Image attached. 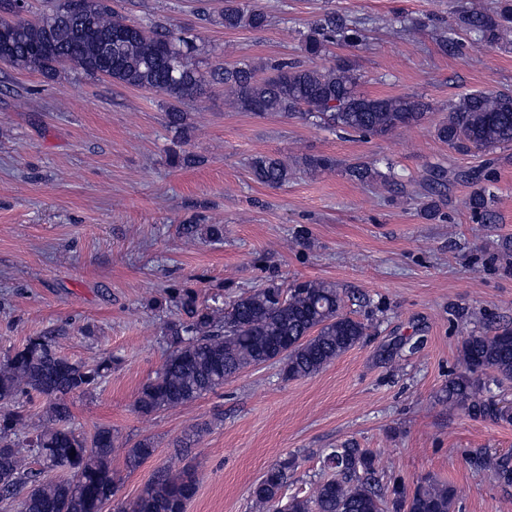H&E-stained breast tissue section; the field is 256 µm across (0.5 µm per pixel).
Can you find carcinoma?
<instances>
[{"instance_id":"obj_1","label":"carcinoma","mask_w":512,"mask_h":512,"mask_svg":"<svg viewBox=\"0 0 512 512\" xmlns=\"http://www.w3.org/2000/svg\"><path fill=\"white\" fill-rule=\"evenodd\" d=\"M14 0H0V13L13 16L8 31L12 48L3 64L54 77L61 69L80 70L126 86L159 92L172 100L168 127L180 133L186 125L185 101L204 94L210 84L224 86V102L234 110L256 115L297 116L334 131L386 136L424 122L429 103L412 94L369 97L357 91L351 63L338 61L326 69L299 61L242 62L219 66L208 74L193 67L195 39L127 19L109 0H87L86 13L64 10L51 0L31 20L13 10ZM461 26L492 46L512 29V4L490 11L470 4L459 13ZM217 23L226 30L258 31L268 15L246 8L240 0H224ZM112 34V62L103 55V40ZM301 49L313 61L329 47L362 46L360 23L327 15L300 33ZM439 141L456 151L512 144V94L474 92L448 109L435 126ZM253 179L268 186L288 182V163L267 155L251 158ZM359 182L388 183L385 174L367 165L349 167ZM489 188L478 186L469 207L479 223L491 224ZM181 318L166 329L169 352L156 376L142 385L135 407L142 415L191 402L224 385L249 366L279 363L290 379L311 377L367 336L360 321L342 312V297L331 283L306 280L287 289L270 285L240 296L227 309L198 302L189 291L177 295ZM461 372L448 380V406L464 407L512 424V408L477 397L479 375L491 370L512 381V327L492 335L465 338L458 354ZM111 369V360L93 366L60 356L44 339L26 342L0 361V404L20 397H44L48 405L37 425L19 412L0 414V500L17 512H102L114 494L112 450L115 435L108 427L86 437L70 425L69 396L92 394ZM155 451L142 439L126 454L136 468ZM43 465L31 467V459ZM484 463L506 486L512 485V457H487ZM295 462L271 465L252 489L255 512H453L456 490L428 478L412 492L397 482L380 485L375 456L353 443L332 449L323 467L332 472L306 496H287L288 471ZM61 468L66 479L44 478L43 469ZM194 471L163 468L129 506L130 512H181L196 493Z\"/></svg>"}]
</instances>
